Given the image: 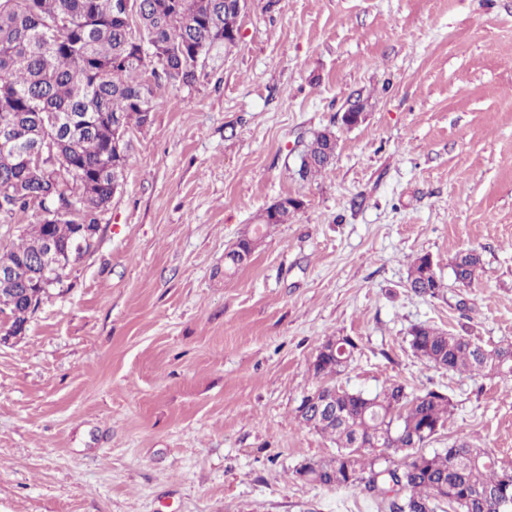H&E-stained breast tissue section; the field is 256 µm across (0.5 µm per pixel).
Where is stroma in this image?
<instances>
[{"mask_svg":"<svg viewBox=\"0 0 512 512\" xmlns=\"http://www.w3.org/2000/svg\"><path fill=\"white\" fill-rule=\"evenodd\" d=\"M208 71L128 132L95 250L0 343V512H383L296 474L336 452L295 417L331 336L358 344L349 388L448 394L433 447L512 459V383L408 344L420 324L512 342V0H248ZM357 94L370 107L349 128ZM325 128L335 161L300 180ZM287 196L300 209L225 275ZM467 249L483 271L463 287ZM421 253L434 298L406 286ZM261 239L260 233L255 231L254 234H244L236 244L233 246L224 257V273L234 274L239 267L247 262L251 255L255 252L259 240ZM242 254L246 256V260H241ZM454 280L462 285H470L482 269V257L474 250L461 251L450 263Z\"/></svg>","mask_w":512,"mask_h":512,"instance_id":"obj_1","label":"stroma"}]
</instances>
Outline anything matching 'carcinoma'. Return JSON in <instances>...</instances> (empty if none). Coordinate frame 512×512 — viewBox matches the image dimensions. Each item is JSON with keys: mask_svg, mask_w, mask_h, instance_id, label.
<instances>
[{"mask_svg": "<svg viewBox=\"0 0 512 512\" xmlns=\"http://www.w3.org/2000/svg\"><path fill=\"white\" fill-rule=\"evenodd\" d=\"M118 0H0V134L19 148L32 150L42 134L58 139L62 161L55 178L46 180L19 157L0 154V220L32 211L21 242L0 258L21 260L41 250L50 236L69 242L74 225L112 197V173L123 175L129 142L112 153L115 132L143 127L159 105L163 84L191 86L206 77V63L224 52L226 34L240 31V21L224 14V0H142L131 21ZM335 133L313 134L299 156V177L308 179L336 158ZM75 201L76 214L41 215L36 206L48 199ZM301 201L285 197L276 212L258 217L286 224ZM260 233L243 235L224 257V273L243 265L255 252ZM430 254L410 264L407 287L419 296H437L445 283ZM454 280L475 281L482 257L461 251L450 263ZM20 308L16 295L0 290V314ZM336 343V350L324 352ZM409 346L424 363L469 377L485 372L512 379V343L487 348L461 333L430 325L409 332ZM358 344L350 336H330L320 345L309 371L315 395H336L338 419L296 412L305 428L327 435L336 454L301 465L296 474L328 487H358L381 498L384 512H512V462H505L465 440L431 453L422 451L434 427L445 429L452 401L447 394L416 393L399 381L375 394L349 389L338 379L351 366ZM404 453L399 463L377 450Z\"/></svg>", "mask_w": 512, "mask_h": 512, "instance_id": "obj_1", "label": "carcinoma"}]
</instances>
